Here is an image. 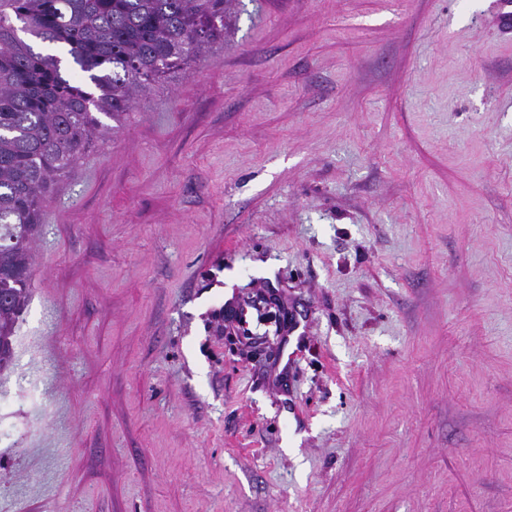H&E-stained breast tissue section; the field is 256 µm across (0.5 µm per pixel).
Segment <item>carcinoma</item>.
Returning a JSON list of instances; mask_svg holds the SVG:
<instances>
[{
  "instance_id": "carcinoma-1",
  "label": "carcinoma",
  "mask_w": 512,
  "mask_h": 512,
  "mask_svg": "<svg viewBox=\"0 0 512 512\" xmlns=\"http://www.w3.org/2000/svg\"><path fill=\"white\" fill-rule=\"evenodd\" d=\"M235 0H0V370L54 188L135 99L224 41Z\"/></svg>"
}]
</instances>
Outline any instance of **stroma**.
<instances>
[{
	"label": "stroma",
	"mask_w": 512,
	"mask_h": 512,
	"mask_svg": "<svg viewBox=\"0 0 512 512\" xmlns=\"http://www.w3.org/2000/svg\"><path fill=\"white\" fill-rule=\"evenodd\" d=\"M498 8L238 0L138 97L43 213L0 512H512Z\"/></svg>",
	"instance_id": "stroma-1"
}]
</instances>
